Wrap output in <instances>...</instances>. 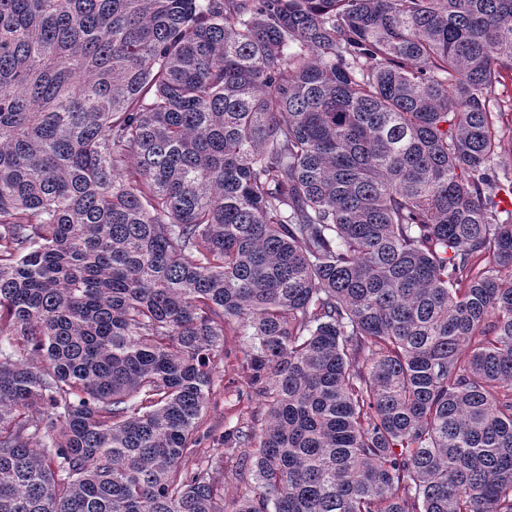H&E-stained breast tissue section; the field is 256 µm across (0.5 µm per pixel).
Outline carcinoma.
I'll return each mask as SVG.
<instances>
[{
  "mask_svg": "<svg viewBox=\"0 0 512 512\" xmlns=\"http://www.w3.org/2000/svg\"><path fill=\"white\" fill-rule=\"evenodd\" d=\"M507 77L512 0H0V512H512ZM512 80L505 86L497 85L490 97V105L495 112H503L500 125L503 129V145L499 161L512 169ZM248 346V336H243L236 324L224 327V358L213 375V386L202 414L196 446L183 461L184 468L190 471L205 456L212 454L211 448H222L221 457L214 461L224 472L218 492L226 499L242 494L245 486L254 484V479L250 471L240 467L239 451L224 453V444L221 445L224 430L246 422L258 430L267 418L264 398L248 376L245 360Z\"/></svg>",
  "mask_w": 512,
  "mask_h": 512,
  "instance_id": "1",
  "label": "carcinoma"
}]
</instances>
